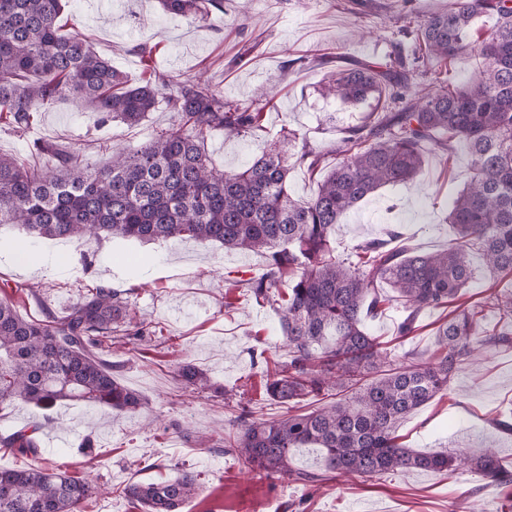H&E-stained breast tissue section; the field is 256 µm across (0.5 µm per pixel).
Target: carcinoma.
I'll return each instance as SVG.
<instances>
[{
	"instance_id": "obj_1",
	"label": "carcinoma",
	"mask_w": 512,
	"mask_h": 512,
	"mask_svg": "<svg viewBox=\"0 0 512 512\" xmlns=\"http://www.w3.org/2000/svg\"><path fill=\"white\" fill-rule=\"evenodd\" d=\"M165 13L186 19L223 7V0H160ZM63 0H0V118L25 131L42 112L68 94L82 98L106 125L135 126L163 101L180 116L176 128L128 151L107 165L84 164L77 150L37 143L48 169L25 166L0 153V227L14 225L30 239L144 242L192 238L240 253L261 252L266 269L246 280L247 291L279 316L288 361L268 375L270 404L286 410L274 420L243 406L224 433V452L247 470L289 478L305 487L329 477L384 474L412 469H467L512 488V461L494 449L481 454H421L398 442L401 422L437 395L448 393L464 359L512 344V291H495L482 302L467 298L472 252L493 273L512 274V0H453L412 30L411 56L396 49L386 65L363 64L332 73L324 94L368 104L359 124L336 150L309 200L294 197L295 168L315 173L322 158L296 130L237 171L214 167L205 137L222 130L252 137L263 130L262 113L224 97L202 75L176 82L151 66L132 82L86 40L60 33ZM490 17L486 37L475 24ZM477 57L469 81L411 90L413 73ZM448 151L466 147L471 166L463 189L448 208L452 239L432 253L402 244L395 228L387 237L352 247L342 258L332 230L362 200L385 186L413 181L423 166L421 146ZM385 281L407 317L398 334L415 331L422 312L455 305L437 328V352L427 361L413 353L388 360L366 320L381 312L374 290ZM43 319L22 316L0 300V407L14 402L50 411L77 401L133 412L142 398L112 372L103 352L132 329L127 292L96 284L64 315L45 304ZM491 309L502 325L488 328ZM188 386L216 391L208 376L186 365ZM317 407L305 410L303 403ZM1 448L24 455L37 448L36 429L0 436ZM315 448L322 467H294L295 453ZM196 490L183 473L160 482H136L124 496L142 512H182ZM99 494L97 486L47 462L0 468V512H78Z\"/></svg>"
}]
</instances>
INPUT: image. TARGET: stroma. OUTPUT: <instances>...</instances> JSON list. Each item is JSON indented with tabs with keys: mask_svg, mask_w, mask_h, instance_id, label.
Masks as SVG:
<instances>
[{
	"mask_svg": "<svg viewBox=\"0 0 512 512\" xmlns=\"http://www.w3.org/2000/svg\"><path fill=\"white\" fill-rule=\"evenodd\" d=\"M452 0H224L207 17L187 20L164 14L157 0H69L60 17L64 34L88 40L129 80L156 65L175 80L204 72L240 107L262 109L265 137H225L213 132L205 148L212 164L245 167L284 129L304 133L323 159L336 160L346 128L358 124L361 107L323 97L328 75L353 64L389 63L395 47L410 49L402 31V7L413 20L449 8ZM154 46L142 57L137 44ZM96 113L65 100L40 112L32 128L14 131L0 121V152L32 165L37 141L80 151L90 163L104 164L112 151L133 148L175 126L165 105L142 123L112 122L98 127ZM420 175L410 186H388L344 215L334 235L336 253L384 237L396 226L410 246L431 252L448 244V202L467 179L470 157L463 147L441 152L423 147ZM23 231L0 229V298L37 318L42 306L63 314L86 284L103 283L129 292L135 321L145 335L115 342L112 362L120 379L144 399L136 413L64 401L52 411L17 402L0 409V435L38 426L42 459L67 474L101 486L103 495L81 512H138L121 494L136 481H159L188 471L196 493L184 512H512V502L496 485L467 472L412 471L330 479L303 487L245 469L224 452V427L232 406L242 402L270 413L266 375L286 359V339L278 315L258 305L238 285L239 272L257 276L265 269L260 253L227 251L193 240L143 244L109 238L101 242L41 240L32 253L57 251L69 260L55 268L31 269L16 245ZM375 291L385 299L382 315L368 321L391 359L408 352L432 358L435 330L443 310L424 312L412 335L399 336L406 316L385 282ZM204 371L225 397L183 387L180 365ZM512 410V346L490 351L478 364H465L448 394L409 415L397 433L406 447L423 452L488 446L512 458V435L493 421Z\"/></svg>",
	"mask_w": 512,
	"mask_h": 512,
	"instance_id": "obj_1",
	"label": "stroma"
}]
</instances>
